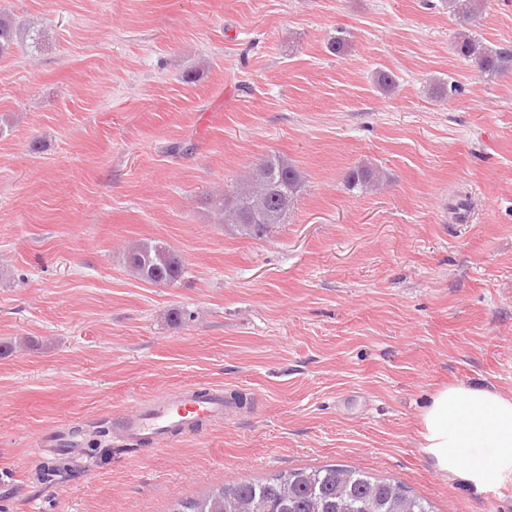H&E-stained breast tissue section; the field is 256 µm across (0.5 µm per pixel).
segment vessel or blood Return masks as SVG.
<instances>
[{
	"label": "vessel or blood",
	"instance_id": "1",
	"mask_svg": "<svg viewBox=\"0 0 512 512\" xmlns=\"http://www.w3.org/2000/svg\"><path fill=\"white\" fill-rule=\"evenodd\" d=\"M225 413L222 387H188L139 402L127 414L124 430L131 440L145 436L164 439L203 430L223 420Z\"/></svg>",
	"mask_w": 512,
	"mask_h": 512
}]
</instances>
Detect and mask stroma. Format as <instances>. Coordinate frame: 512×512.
<instances>
[{
  "mask_svg": "<svg viewBox=\"0 0 512 512\" xmlns=\"http://www.w3.org/2000/svg\"><path fill=\"white\" fill-rule=\"evenodd\" d=\"M0 6L38 36L0 58V512H169L334 463L434 512H512V479L473 490L419 446L438 388L512 396V72L455 54L446 0ZM473 31L512 43V0ZM448 81L461 94L437 97ZM274 154L305 187L269 237H239L211 201ZM362 163L386 181L350 193ZM147 240L179 282L130 271ZM187 385L245 403L123 440L138 402ZM127 265L141 280L152 284L177 283L184 274L180 256L156 241L139 242L126 254Z\"/></svg>",
  "mask_w": 512,
  "mask_h": 512,
  "instance_id": "obj_1",
  "label": "stroma"
}]
</instances>
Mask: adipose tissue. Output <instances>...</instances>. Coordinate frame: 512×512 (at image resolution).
<instances>
[{"label": "adipose tissue", "instance_id": "1", "mask_svg": "<svg viewBox=\"0 0 512 512\" xmlns=\"http://www.w3.org/2000/svg\"><path fill=\"white\" fill-rule=\"evenodd\" d=\"M420 427L425 454L450 479L481 491L490 476L512 477V396L479 384L442 387Z\"/></svg>", "mask_w": 512, "mask_h": 512}]
</instances>
